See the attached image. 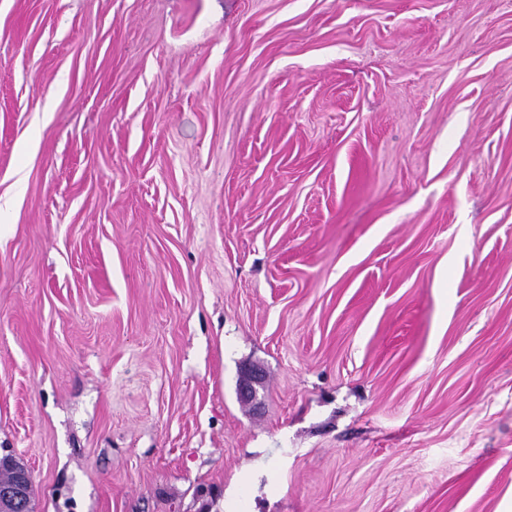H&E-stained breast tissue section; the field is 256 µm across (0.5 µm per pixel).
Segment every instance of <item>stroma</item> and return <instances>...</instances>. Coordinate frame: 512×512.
Listing matches in <instances>:
<instances>
[{
  "mask_svg": "<svg viewBox=\"0 0 512 512\" xmlns=\"http://www.w3.org/2000/svg\"><path fill=\"white\" fill-rule=\"evenodd\" d=\"M7 453L34 512H512V0H0ZM263 370L258 365H245L241 370V377L238 385V396L240 401L246 404H258V388L263 383Z\"/></svg>",
  "mask_w": 512,
  "mask_h": 512,
  "instance_id": "35a3bbf8",
  "label": "stroma"
}]
</instances>
